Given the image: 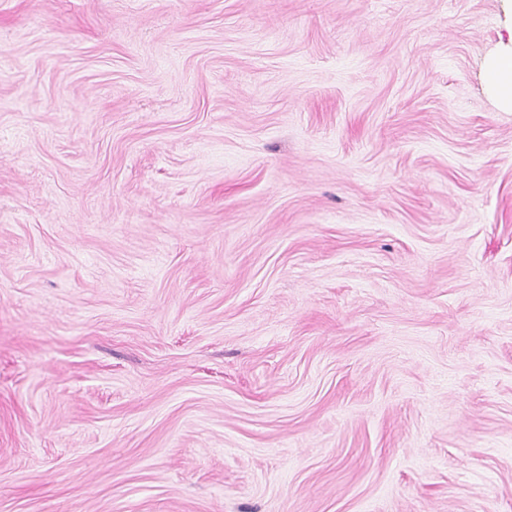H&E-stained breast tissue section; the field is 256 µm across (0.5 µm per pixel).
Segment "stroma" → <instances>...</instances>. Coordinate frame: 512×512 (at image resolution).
<instances>
[{"label":"stroma","mask_w":512,"mask_h":512,"mask_svg":"<svg viewBox=\"0 0 512 512\" xmlns=\"http://www.w3.org/2000/svg\"><path fill=\"white\" fill-rule=\"evenodd\" d=\"M512 0H0V512H512ZM487 69L497 77L496 82H491L490 86L499 100L512 106V48L510 53L505 52L490 59Z\"/></svg>","instance_id":"35a3bbf8"}]
</instances>
